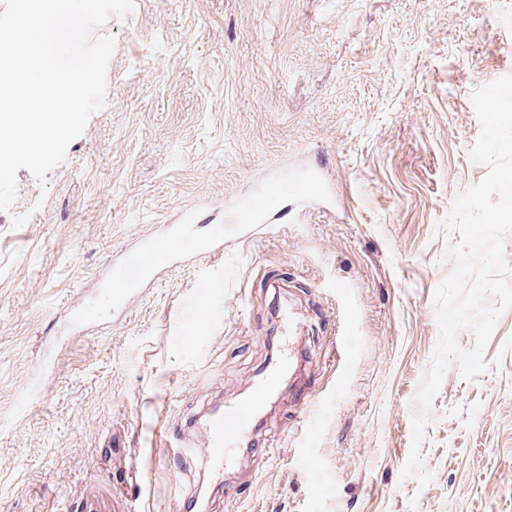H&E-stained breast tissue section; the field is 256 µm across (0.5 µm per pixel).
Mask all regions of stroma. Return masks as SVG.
<instances>
[{
    "mask_svg": "<svg viewBox=\"0 0 512 512\" xmlns=\"http://www.w3.org/2000/svg\"><path fill=\"white\" fill-rule=\"evenodd\" d=\"M99 33L103 107L0 210V512H512V310L490 371L443 377L430 483L403 474L453 267L441 226L486 174L471 94L512 74V0H133ZM315 171L330 209L285 199L124 301L104 289L184 210L209 237ZM282 308L299 361L213 477L206 414L278 361ZM272 209L267 204L248 203L241 200L234 206L231 221L236 224L238 232L244 231L251 224H262L265 215Z\"/></svg>",
    "mask_w": 512,
    "mask_h": 512,
    "instance_id": "stroma-1",
    "label": "stroma"
}]
</instances>
